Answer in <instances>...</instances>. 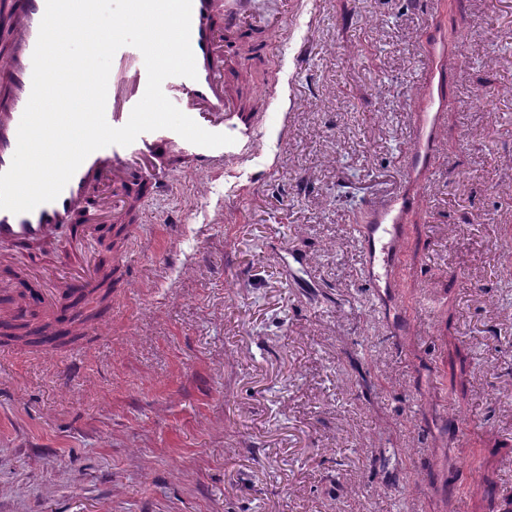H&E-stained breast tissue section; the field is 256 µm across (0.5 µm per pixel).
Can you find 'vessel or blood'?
<instances>
[{
    "label": "vessel or blood",
    "mask_w": 512,
    "mask_h": 512,
    "mask_svg": "<svg viewBox=\"0 0 512 512\" xmlns=\"http://www.w3.org/2000/svg\"><path fill=\"white\" fill-rule=\"evenodd\" d=\"M46 0H7L0 8V27L11 35L10 51L0 59V172L6 171L17 146L18 126L32 88V55ZM241 6L218 10L216 0H192L191 46L197 77L167 78L163 88L179 101L187 116L203 129L233 137V144L207 148L160 129L140 134L128 146L110 145L86 157L54 201L15 214L0 210V265L16 264L14 248L51 238L74 224H141L142 204L167 183V156L175 150L190 154L195 173L218 174L233 159L248 156L257 142L263 115L242 111L229 83L230 59L243 31ZM446 38L431 37L424 46L427 66L420 76L426 104L412 120V146L400 169L399 187L390 200L371 205L356 231L363 250V272L377 287L397 286L403 255L404 220L422 199L435 167L434 145L443 123L448 80ZM147 73L135 47L118 49L108 79L105 118L124 126L142 98ZM72 266L80 268L73 281L84 292L100 287L104 273L89 266L81 250H73Z\"/></svg>",
    "instance_id": "b4317fda"
}]
</instances>
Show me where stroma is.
<instances>
[{
	"label": "stroma",
	"instance_id": "stroma-1",
	"mask_svg": "<svg viewBox=\"0 0 512 512\" xmlns=\"http://www.w3.org/2000/svg\"><path fill=\"white\" fill-rule=\"evenodd\" d=\"M250 8L278 25L232 79L256 150L148 199L94 349L0 366V512H482L488 477L512 512V0ZM437 27L458 59L402 321L354 227L398 185Z\"/></svg>",
	"mask_w": 512,
	"mask_h": 512
}]
</instances>
